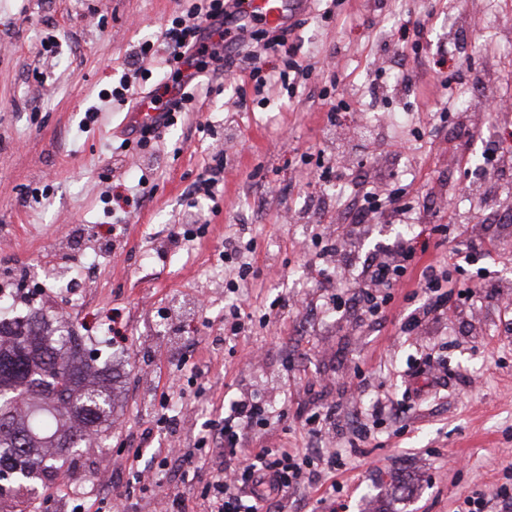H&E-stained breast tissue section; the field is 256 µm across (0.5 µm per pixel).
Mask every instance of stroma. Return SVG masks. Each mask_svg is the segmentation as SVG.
Returning a JSON list of instances; mask_svg holds the SVG:
<instances>
[{"mask_svg": "<svg viewBox=\"0 0 512 512\" xmlns=\"http://www.w3.org/2000/svg\"><path fill=\"white\" fill-rule=\"evenodd\" d=\"M189 0H0V293L24 312L61 317L81 337L94 367L119 372L110 429L61 458L59 475L0 497V512H66L74 491L111 500L114 512H152L134 493L118 450L178 440L194 448L230 402L248 391L271 406L247 433L249 447L318 450L303 413L337 403L339 452L333 493L302 488L274 499L271 512H458L477 492L491 496L512 466V110L491 115L486 90L512 96V0H316L293 18L291 57L308 68L294 88L256 93L240 70L244 55L277 66L252 20L246 42L224 44V68L203 75L199 94L150 147L113 155L126 137V107L85 123L100 91L118 81L139 44L162 49L171 16ZM55 36V55L41 42ZM210 125L202 136L201 125ZM472 134L468 152L457 135ZM503 159L482 168L487 145ZM221 167L214 196L195 179ZM343 172L320 180L322 168ZM147 178L149 193L108 224L107 186ZM403 187L414 209L392 221L375 216L350 240L354 278L327 283L309 275L323 225L336 202ZM40 198H32V190ZM196 231L176 246L173 226ZM426 238L421 265L467 255L465 278L494 287L483 304L458 297L451 320L426 319L412 331L418 271L408 272L384 316L332 312V294L360 293L363 271L393 258L403 225ZM248 233L253 273L238 281L219 256L225 238ZM488 249L467 251L471 238ZM85 283L72 303L67 274ZM291 295L302 308L283 306ZM248 302L238 334L224 329L231 304ZM281 302L279 314L270 305ZM120 310L124 342L107 333ZM433 358L439 374H414ZM169 394L176 428L158 427L156 403ZM381 396L399 413L373 416Z\"/></svg>", "mask_w": 512, "mask_h": 512, "instance_id": "obj_1", "label": "stroma"}]
</instances>
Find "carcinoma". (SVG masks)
<instances>
[{"label":"carcinoma","instance_id":"1","mask_svg":"<svg viewBox=\"0 0 512 512\" xmlns=\"http://www.w3.org/2000/svg\"><path fill=\"white\" fill-rule=\"evenodd\" d=\"M8 336H25L28 345L20 348L6 340ZM17 358L25 369L14 371L0 362L5 374L0 389V416L9 415L14 429L0 423V466L19 469L29 481L47 478L57 470L55 460L63 452L82 447L85 434H98L112 424L114 401L104 383L108 374L93 373L82 353L78 337L64 326L49 329L44 319L33 315L23 320L0 321V359ZM49 365L55 369L51 392L61 398L75 418L45 403L21 407L18 397L31 394L41 386L39 370ZM33 434L37 443L35 461L16 454L17 435Z\"/></svg>","mask_w":512,"mask_h":512}]
</instances>
